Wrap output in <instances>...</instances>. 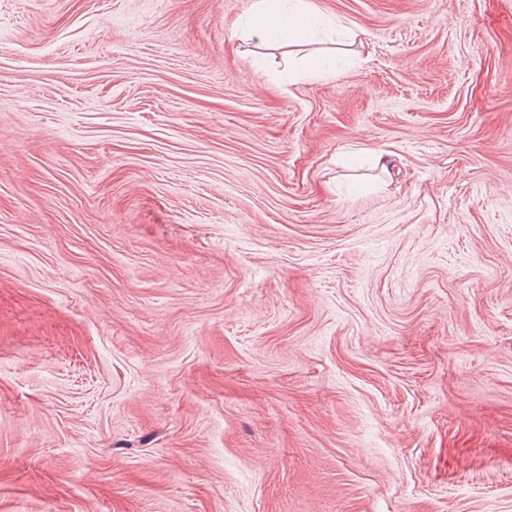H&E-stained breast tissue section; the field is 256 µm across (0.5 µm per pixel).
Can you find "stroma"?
Returning <instances> with one entry per match:
<instances>
[{"mask_svg": "<svg viewBox=\"0 0 512 512\" xmlns=\"http://www.w3.org/2000/svg\"><path fill=\"white\" fill-rule=\"evenodd\" d=\"M251 3L0 0V512H512V0ZM263 33L288 44L309 42L320 35L340 39L345 27L320 14L312 0H254L244 34Z\"/></svg>", "mask_w": 512, "mask_h": 512, "instance_id": "stroma-1", "label": "stroma"}]
</instances>
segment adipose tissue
<instances>
[{"instance_id": "obj_1", "label": "adipose tissue", "mask_w": 512, "mask_h": 512, "mask_svg": "<svg viewBox=\"0 0 512 512\" xmlns=\"http://www.w3.org/2000/svg\"><path fill=\"white\" fill-rule=\"evenodd\" d=\"M248 32L265 34L294 44L318 36L344 37V26L325 18L312 0H254L247 20Z\"/></svg>"}]
</instances>
